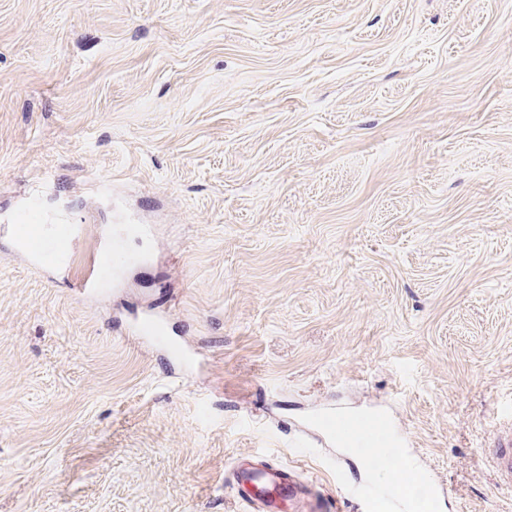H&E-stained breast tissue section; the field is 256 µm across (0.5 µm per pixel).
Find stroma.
Masks as SVG:
<instances>
[{"label": "stroma", "mask_w": 512, "mask_h": 512, "mask_svg": "<svg viewBox=\"0 0 512 512\" xmlns=\"http://www.w3.org/2000/svg\"><path fill=\"white\" fill-rule=\"evenodd\" d=\"M31 199L81 236L0 237V512H241L257 451L358 512L329 413L512 512V0H0V225ZM103 227L145 261L85 297ZM31 217L29 224H10L7 230L19 243L30 265L55 266L68 262L76 229L72 224H43L33 205L23 208ZM491 439V466L500 484L512 486V419L499 422Z\"/></svg>", "instance_id": "stroma-1"}]
</instances>
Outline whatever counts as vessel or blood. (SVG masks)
I'll list each match as a JSON object with an SVG mask.
<instances>
[{"label":"vessel or blood","instance_id":"1","mask_svg":"<svg viewBox=\"0 0 512 512\" xmlns=\"http://www.w3.org/2000/svg\"><path fill=\"white\" fill-rule=\"evenodd\" d=\"M30 221L12 224L8 230L30 265L55 266L68 262L76 229L71 224L43 223L38 210L27 206ZM135 261L118 246L100 243L95 279L82 283L84 292L97 293L101 285L118 276ZM490 463L500 484L512 486V419L500 422L492 434ZM235 498L245 512H334L331 497L301 481L265 453L255 452L235 460L230 470ZM361 512H400L402 507L391 487L356 485L351 489Z\"/></svg>","mask_w":512,"mask_h":512}]
</instances>
